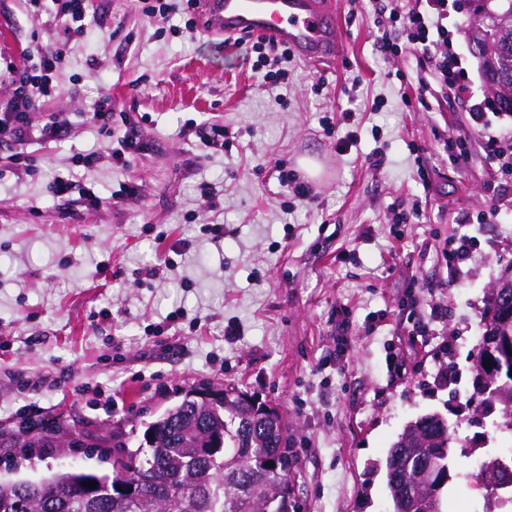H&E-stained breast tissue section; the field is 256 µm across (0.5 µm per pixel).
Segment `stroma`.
Instances as JSON below:
<instances>
[{"mask_svg": "<svg viewBox=\"0 0 512 512\" xmlns=\"http://www.w3.org/2000/svg\"><path fill=\"white\" fill-rule=\"evenodd\" d=\"M342 51L328 67L295 57L287 83H263L252 38L225 43L205 30L177 34L130 0H93L87 31L69 45L62 93L42 111L68 113L61 140L32 142L38 174L0 178V480L37 482L80 467L108 473L98 445L121 436L138 448L150 422L187 392L230 385L268 403L288 425L299 461L297 512H388L383 473L367 470L416 417L438 412L457 439L497 447L491 418L473 415L472 354L485 291L512 261V177L485 157L486 136L512 141V114L474 122L485 103L467 49L461 0H448V43L463 68V97L404 105L421 76L419 56L386 55L380 0H331ZM59 23L35 21L17 0L0 6V56L54 39ZM115 110L143 116L150 145L128 170L80 171L104 195L127 179L139 202L62 215L51 170L106 137L85 120L102 93ZM219 120L233 136L209 154L180 138L187 120ZM357 142L336 152L337 138ZM470 134L467 154L445 142ZM313 159L314 201L288 197L277 165ZM383 159L381 169L372 162ZM427 179H420V172ZM217 206L200 213L197 186ZM419 203L418 223H392ZM227 225L213 239L209 225ZM170 230L189 249L171 270L155 236ZM469 237L467 260L444 251ZM445 310L421 335L423 316ZM240 333L224 337L228 322ZM39 406L63 448H12V416Z\"/></svg>", "mask_w": 512, "mask_h": 512, "instance_id": "stroma-1", "label": "stroma"}]
</instances>
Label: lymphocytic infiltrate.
I'll list each match as a JSON object with an SVG mask.
<instances>
[{"label":"lymphocytic infiltrate","mask_w":512,"mask_h":512,"mask_svg":"<svg viewBox=\"0 0 512 512\" xmlns=\"http://www.w3.org/2000/svg\"><path fill=\"white\" fill-rule=\"evenodd\" d=\"M28 16L51 14L64 22L63 34L55 42L36 44L26 53L23 66L6 64L10 92L0 96V143L15 146L7 168H0V177L17 179L35 171L32 159L24 152L28 141L52 142L64 137L70 129L66 114L54 112L42 120H34L42 103L61 94L59 75L68 64L67 44L86 28L90 0H23ZM392 22L401 23L406 43L419 52L427 63V72L416 88L417 100H424L430 85L441 91L455 89L461 67L448 49V0H395L390 11ZM88 123L98 127L109 140L105 149L81 154L79 167L91 169L101 164L128 169L132 161L147 151L139 123L128 113H115L110 96H103L93 112L87 113ZM51 189L63 206L78 205L98 208L107 199L97 194L94 186L80 181L73 171L59 172L53 177Z\"/></svg>","instance_id":"obj_1"}]
</instances>
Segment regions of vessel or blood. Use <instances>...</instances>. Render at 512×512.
Wrapping results in <instances>:
<instances>
[{"label":"vessel or blood","instance_id":"1","mask_svg":"<svg viewBox=\"0 0 512 512\" xmlns=\"http://www.w3.org/2000/svg\"><path fill=\"white\" fill-rule=\"evenodd\" d=\"M200 9L209 31L265 36L316 66L334 63L342 50L329 0H201Z\"/></svg>","mask_w":512,"mask_h":512}]
</instances>
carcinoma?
I'll list each match as a JSON object with an SVG mask.
<instances>
[{
  "instance_id": "cac0c4a2",
  "label": "carcinoma",
  "mask_w": 512,
  "mask_h": 512,
  "mask_svg": "<svg viewBox=\"0 0 512 512\" xmlns=\"http://www.w3.org/2000/svg\"><path fill=\"white\" fill-rule=\"evenodd\" d=\"M486 1L497 14L484 24L485 36L496 49L478 66L512 78V0H478V4ZM481 323L472 364L471 405L487 416L512 402V344L498 352L488 351L497 341L512 338V312L500 294L487 295ZM264 407L263 403L253 405L233 388L224 390L223 400L208 405L187 395L148 426L146 433L157 438V444L149 445V453L142 454L140 448L123 451L119 442L110 474L74 469L39 483L0 482V512H18L24 501L48 506L51 512H252L253 505L260 503L266 505V512H291L289 485L296 474V456L288 447L280 415ZM209 431L222 435L221 449L210 458L200 451L203 435ZM14 443L47 448L51 441L48 436L19 435ZM455 443L448 419L436 413L406 425L384 462L391 512H422L421 499L429 492L433 512H447L444 489L452 480ZM422 457L437 460L439 469L432 489L414 491L409 488V471ZM481 457L474 478L489 497L499 499L501 505L511 504L512 496L494 493L484 479L503 459L492 448ZM128 474L141 482L143 493L114 498V484ZM89 482L98 483L97 489L89 490Z\"/></svg>"
}]
</instances>
